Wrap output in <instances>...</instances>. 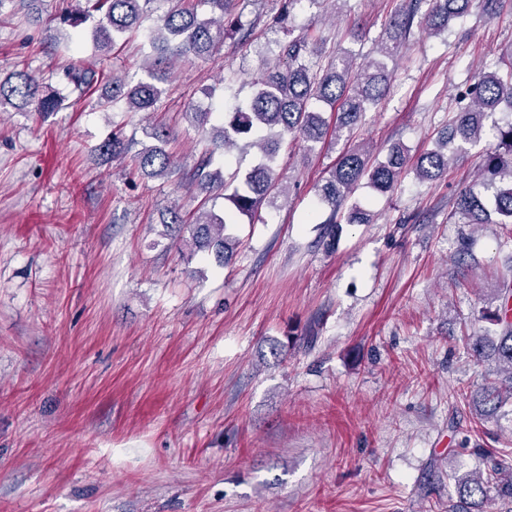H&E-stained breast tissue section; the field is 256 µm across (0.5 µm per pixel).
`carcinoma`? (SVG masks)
<instances>
[{"label":"carcinoma","mask_w":512,"mask_h":512,"mask_svg":"<svg viewBox=\"0 0 512 512\" xmlns=\"http://www.w3.org/2000/svg\"><path fill=\"white\" fill-rule=\"evenodd\" d=\"M151 0H85V6L68 12L63 22L77 27L89 19L97 20L94 39L97 48L110 52L117 40L127 34H138L150 48L142 63L146 76L129 81L122 76L112 77L111 90L104 95L106 103L124 105L129 112H153L164 89L162 83L170 75L174 64L187 60H206L224 46V40L250 39L252 31L244 28L232 14L233 0H196L188 7L175 6L156 26L142 25L144 8ZM470 0H411L402 18L393 22L395 37H401L412 28L416 16L433 33L448 28V20L460 18L468 10ZM209 8L210 16L199 17L198 8ZM276 42L275 64L267 66L253 84L249 101L237 103L214 117L210 109H195L186 113L191 122L203 129L210 121L211 147L202 155L194 173L193 182L224 192V211L217 213L201 208L195 219L186 221L180 209H167L165 223L171 225L176 239L191 253L207 252L214 255L221 266L233 256L235 240L227 233L228 226L239 223L243 217L253 218L266 203L277 206L284 190L276 175V160L281 143L301 139L308 147L321 143L328 135V127L321 108L336 110V136L351 131L360 123L368 105L376 104L384 95L389 71L385 60L395 55V47L384 43L379 48L380 58L358 63L346 55L328 57L326 64H312L306 56L315 51L309 47L312 36L303 32ZM459 109L455 123L438 138L435 148L421 153L415 163L416 178L435 181L448 172V148L463 149L491 134L496 145L487 151L480 167V176L488 196L463 193L456 200L453 216L461 224H491L496 222L512 235V119L487 126V119L497 112L512 116V43L500 54L496 69L482 68L474 83L459 93ZM60 98L48 93L34 76L18 71L0 81V110L11 106L20 112L49 113L58 109ZM146 136L155 141L133 156L136 168L148 177H161L170 171L172 155L166 150L171 131L164 126L145 129ZM247 139L259 150L257 163L246 173L230 168L224 159V169L212 168L217 151L226 154L237 141ZM100 151L108 159H122L129 151L124 138L114 132ZM409 164L408 151L399 144L388 149L383 160L370 162V153L362 147L345 152L318 192L319 201L327 204L331 215L327 220L326 247L336 242V224H368V211L348 208L342 216L337 213L352 191L361 182L379 192L395 187L400 174ZM498 220H492V215ZM498 304L491 313L495 338L464 337L466 347L476 359L495 358L506 370V375L485 379L473 401L480 407V416L491 417L501 408L504 394L512 396V285L501 283L497 288ZM475 453L485 461V468L459 479L457 501L448 503V512H470L481 508L493 498L505 512H512V463L484 448Z\"/></svg>","instance_id":"carcinoma-1"}]
</instances>
